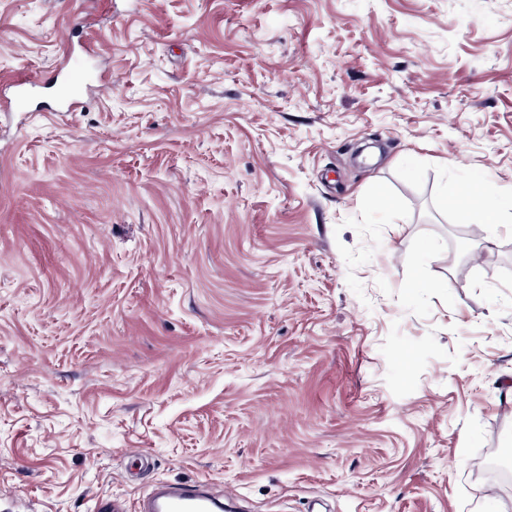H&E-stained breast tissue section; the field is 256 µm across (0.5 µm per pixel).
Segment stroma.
Masks as SVG:
<instances>
[{"label":"stroma","instance_id":"obj_1","mask_svg":"<svg viewBox=\"0 0 512 512\" xmlns=\"http://www.w3.org/2000/svg\"><path fill=\"white\" fill-rule=\"evenodd\" d=\"M483 199L512 0H0V512H512ZM224 499L211 496L202 484L155 486L143 503L144 512H222Z\"/></svg>","mask_w":512,"mask_h":512}]
</instances>
